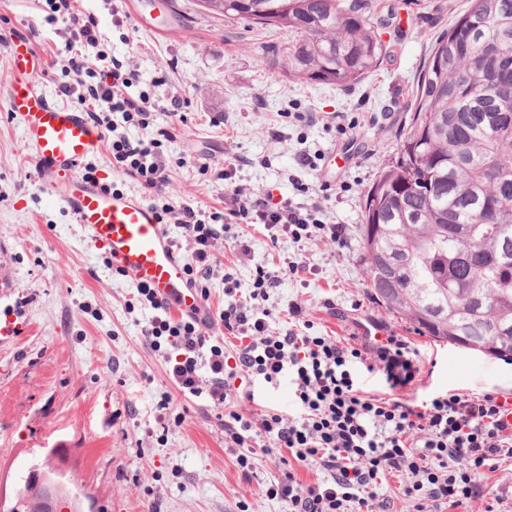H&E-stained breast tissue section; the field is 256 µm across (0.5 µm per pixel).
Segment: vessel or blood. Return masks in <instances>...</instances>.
I'll list each match as a JSON object with an SVG mask.
<instances>
[{
	"instance_id": "1",
	"label": "vessel or blood",
	"mask_w": 512,
	"mask_h": 512,
	"mask_svg": "<svg viewBox=\"0 0 512 512\" xmlns=\"http://www.w3.org/2000/svg\"><path fill=\"white\" fill-rule=\"evenodd\" d=\"M43 68L44 60L31 41L18 38L8 110L23 119L40 185L81 224L90 243L108 255L115 270L150 288L171 313L205 318L204 303L152 208L138 195L115 194L82 178L85 159L100 146L101 129L86 113L49 101L33 79Z\"/></svg>"
}]
</instances>
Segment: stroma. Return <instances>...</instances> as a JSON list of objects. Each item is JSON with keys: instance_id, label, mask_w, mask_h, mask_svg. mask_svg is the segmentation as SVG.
Here are the masks:
<instances>
[{"instance_id": "stroma-1", "label": "stroma", "mask_w": 512, "mask_h": 512, "mask_svg": "<svg viewBox=\"0 0 512 512\" xmlns=\"http://www.w3.org/2000/svg\"><path fill=\"white\" fill-rule=\"evenodd\" d=\"M169 1L152 0L139 22L129 15L138 0L75 7L97 19L100 50L137 70V91L159 106L153 128L172 125L164 108L183 102L184 121L163 157L174 201L220 209L237 188L318 204L321 220L344 228L334 244L321 235L274 241L261 226L232 225L207 281L212 310L227 304L225 274L246 295L261 269L273 280L264 302L273 334L289 329L288 306L298 302L314 334L341 344L366 326L410 342L420 375L399 400L416 406L446 391L512 395L511 363L418 335L376 304L357 242L363 197L398 156L430 43L469 0H359L385 55L375 73L345 87L289 77L287 32L213 15L198 0H173L183 28L159 35ZM46 8L45 0H0V279L14 284L0 296V324L16 309L27 326L24 335H0V504L11 505L21 476L44 464L67 490H81L80 512H285L284 502L267 497L269 485L288 471L307 484L322 472L271 448L257 452L255 477L244 476L217 409L174 396L164 358L145 337L152 312L134 305V285L36 178L23 120L7 110L13 37L26 35L45 57L37 80L52 100L87 108L59 93L72 79L61 53L69 32L44 22ZM289 112L307 118L290 122ZM305 152L319 153L317 170L300 166ZM227 167L231 179L214 178ZM324 183L331 194L321 192ZM289 260L302 271L288 274ZM167 396L172 417L162 422L158 406Z\"/></svg>"}]
</instances>
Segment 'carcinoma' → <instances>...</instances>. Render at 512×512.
<instances>
[{
    "label": "carcinoma",
    "instance_id": "1",
    "mask_svg": "<svg viewBox=\"0 0 512 512\" xmlns=\"http://www.w3.org/2000/svg\"><path fill=\"white\" fill-rule=\"evenodd\" d=\"M224 18L288 32V75L344 87L373 73L383 55L374 25L343 0H200ZM512 0H473L432 42L418 74L401 153L363 200L358 244L373 299L421 336L512 361V258L497 259L512 231V122L481 119L483 108L512 114ZM402 261L396 288L384 261ZM13 512H44L26 484Z\"/></svg>",
    "mask_w": 512,
    "mask_h": 512
}]
</instances>
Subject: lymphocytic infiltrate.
<instances>
[{
	"mask_svg": "<svg viewBox=\"0 0 512 512\" xmlns=\"http://www.w3.org/2000/svg\"><path fill=\"white\" fill-rule=\"evenodd\" d=\"M55 8L68 14L70 37L63 51L73 75L72 81L60 84V93L72 96L84 86L85 77H96L95 87L87 88L93 123L112 129L122 124L148 128L150 98L131 93L138 82L136 71L89 52L98 43L95 17L72 11L69 0H57ZM175 138L171 127L148 140L116 137L111 163L139 181L159 223L178 220L193 242L185 272L201 299L209 297L206 280L227 219L260 224L296 242L316 233L340 240V225L321 221L318 205L289 198L274 201L235 190L224 212L189 202L165 203L169 179L161 157ZM269 285L268 274L257 270L244 302L238 297L237 280L225 274L229 303L218 317L203 321L173 317L150 289H137L138 302L154 311L145 331L150 346L164 351L169 378L183 398H202L223 409L224 434L239 449L237 462L245 475L253 473L256 445L268 441L324 474L319 482L302 484L288 473L268 487L267 496L286 502L288 512H389V499L380 486L390 474L401 477V494L412 502L414 512H458L485 495V474L499 461L512 460V424L505 419L499 394L449 392L434 395L419 407L391 394L368 395L359 386L356 368L382 375L391 393L417 379L420 367L407 342L390 336L375 345L346 347L300 329L270 334V310L252 305L265 297ZM218 322L235 332V354H228L223 339L214 336L212 328ZM205 370L210 373L206 379L201 376ZM244 377L274 386L289 379L296 415L269 407L240 408L237 381Z\"/></svg>",
	"mask_w": 512,
	"mask_h": 512,
	"instance_id": "1",
	"label": "lymphocytic infiltrate"
}]
</instances>
